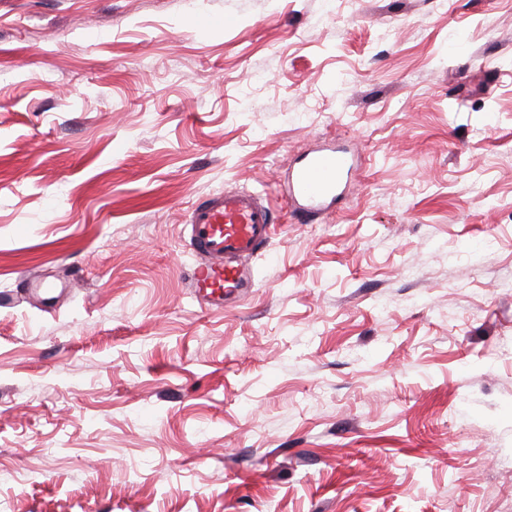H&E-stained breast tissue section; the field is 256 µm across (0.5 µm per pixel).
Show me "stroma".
Returning a JSON list of instances; mask_svg holds the SVG:
<instances>
[{
  "instance_id": "obj_1",
  "label": "stroma",
  "mask_w": 512,
  "mask_h": 512,
  "mask_svg": "<svg viewBox=\"0 0 512 512\" xmlns=\"http://www.w3.org/2000/svg\"><path fill=\"white\" fill-rule=\"evenodd\" d=\"M348 146L255 288L208 195ZM512 0H0V512H512ZM279 217L270 206L245 191L227 190L196 205L184 224L187 245L199 257L188 274L192 294L209 309L255 288L246 264L269 243Z\"/></svg>"
}]
</instances>
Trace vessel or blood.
I'll return each mask as SVG.
<instances>
[{"label": "vessel or blood", "instance_id": "b4317fda", "mask_svg": "<svg viewBox=\"0 0 512 512\" xmlns=\"http://www.w3.org/2000/svg\"><path fill=\"white\" fill-rule=\"evenodd\" d=\"M354 168L347 152L322 147L309 154L287 178L284 192L296 203V215L320 213L341 197ZM275 210L245 191L228 190L205 198L187 218V245L198 261L188 274L194 297L211 309L247 294L255 285L247 261L261 252L276 232Z\"/></svg>", "mask_w": 512, "mask_h": 512}]
</instances>
